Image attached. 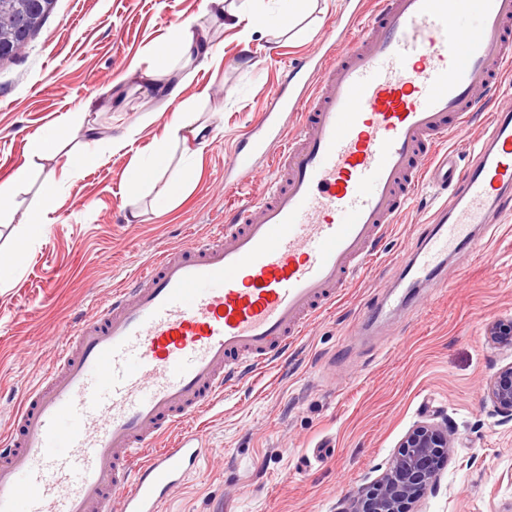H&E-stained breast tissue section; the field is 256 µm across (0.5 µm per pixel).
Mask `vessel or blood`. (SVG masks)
Returning a JSON list of instances; mask_svg holds the SVG:
<instances>
[{"label":"vessel or blood","instance_id":"1","mask_svg":"<svg viewBox=\"0 0 512 512\" xmlns=\"http://www.w3.org/2000/svg\"><path fill=\"white\" fill-rule=\"evenodd\" d=\"M512 0H380L333 21L227 165L271 176L219 231L164 250L66 329L0 439V512H159L207 450L175 424L266 370L372 261L413 198L449 195L409 271L434 282L512 211ZM490 111L475 159L440 143ZM295 128H287L288 118Z\"/></svg>","mask_w":512,"mask_h":512}]
</instances>
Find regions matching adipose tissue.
I'll return each mask as SVG.
<instances>
[{
  "label": "adipose tissue",
  "mask_w": 512,
  "mask_h": 512,
  "mask_svg": "<svg viewBox=\"0 0 512 512\" xmlns=\"http://www.w3.org/2000/svg\"><path fill=\"white\" fill-rule=\"evenodd\" d=\"M288 12L269 13L258 9L225 11L224 0H201L198 16L189 17L172 25L166 52L148 59L147 63H133L132 73L138 74L143 83L162 99L164 106L173 110L163 137L157 141L148 157L139 159L129 178L131 195L144 190H158L160 197L173 201L186 189L192 179L196 162L200 161L211 141L212 128L197 121L192 114L190 102L181 98L183 86L192 78L191 73L174 74L173 67L180 60L201 57L211 68H221L224 54L214 43L209 30V19L220 17L226 27L239 28L243 40H250L254 29L266 27H295L307 11L310 0H291ZM154 114H146L138 123L125 128L122 135L103 138L96 128L87 124L84 115H64L60 123L84 132L86 141L82 147L68 153L62 167L63 172H79L98 166L105 154L119 152L130 147L142 128L153 123ZM180 157L184 167L179 177L159 185L158 180L170 166L173 157Z\"/></svg>",
  "instance_id": "1"
}]
</instances>
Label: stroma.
<instances>
[{"label": "stroma", "mask_w": 512, "mask_h": 512, "mask_svg": "<svg viewBox=\"0 0 512 512\" xmlns=\"http://www.w3.org/2000/svg\"><path fill=\"white\" fill-rule=\"evenodd\" d=\"M199 4L57 0L27 48L0 62V182L21 166L31 170L12 221L0 223L1 253L27 245L22 268L0 288V437L13 430V415L63 330L95 315L155 251L214 231L224 216L225 163L239 136L257 122L286 65L311 53L348 8V0H314L300 33L262 30L247 46L212 23L224 64L199 67L181 97L217 136L182 200L136 201L128 192L133 159L148 155L171 114L129 68L140 54L163 51L169 27L196 15ZM90 98L105 137L146 113L157 118L130 149L60 177L63 155L79 139L58 119ZM36 133L56 138L63 154L29 158ZM52 171L57 208L37 238L24 240L22 222L40 210ZM440 203L422 191L359 279L286 359L242 376L223 408L196 420L211 453L161 512H335L339 500L356 497L386 470L414 426L444 417L456 426L453 451L436 493L410 512H512V422H500L484 393L512 364V348L487 336L492 324L512 319V219L491 224L471 257L449 259L446 285L414 289L403 268ZM388 287L406 295L407 310L370 322Z\"/></svg>", "instance_id": "35a3bbf8"}]
</instances>
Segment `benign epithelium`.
<instances>
[{
    "mask_svg": "<svg viewBox=\"0 0 512 512\" xmlns=\"http://www.w3.org/2000/svg\"><path fill=\"white\" fill-rule=\"evenodd\" d=\"M488 335L512 347V319L493 324ZM493 413L512 421V364L486 383ZM454 426L448 418L414 427L402 440L387 469L353 499L336 505V512H409L412 504L435 491L448 456L454 448Z\"/></svg>",
    "mask_w": 512,
    "mask_h": 512,
    "instance_id": "benign-epithelium-1",
    "label": "benign epithelium"
}]
</instances>
